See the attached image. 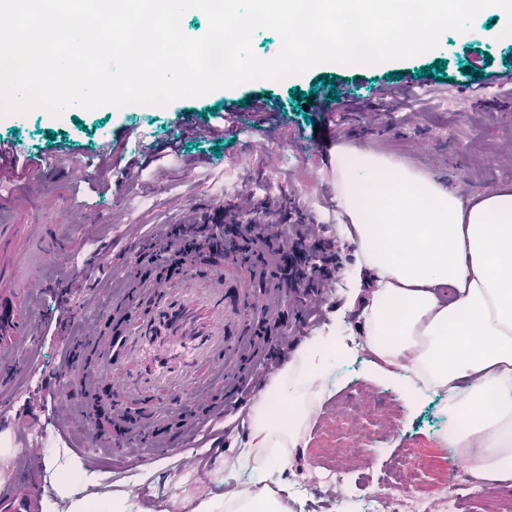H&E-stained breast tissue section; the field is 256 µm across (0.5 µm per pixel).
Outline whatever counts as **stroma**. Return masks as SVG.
<instances>
[{
	"mask_svg": "<svg viewBox=\"0 0 512 512\" xmlns=\"http://www.w3.org/2000/svg\"><path fill=\"white\" fill-rule=\"evenodd\" d=\"M491 28L474 37L442 34L425 54L390 60L377 67L340 68L326 64L282 80L256 79L200 97L168 105L135 109L103 106L91 111L72 106L55 116L36 108L0 122V142L43 158L59 156L58 169L40 176L0 179V216L15 224L16 238L26 225L37 223L48 242L29 277L43 281L31 297L35 343L25 360L12 363L0 382V488L21 469L36 474L43 499L56 500L63 471L81 465L84 480L76 497L105 495L123 498L127 512H186V501L224 497L225 436H237L246 415L231 409L238 384L260 378L262 363L280 340L273 323L256 322L245 334L250 349L231 357L223 380L204 400L188 398L182 411L169 418L155 415V402L145 404L136 422L146 440L127 443L126 426L115 424L108 403L98 406L101 425L125 448L105 454L93 445L86 405L107 394L110 380L96 391L83 382L59 387L58 374L73 373L118 336L119 325L102 321L115 303L136 304V286L145 278L180 277V254L156 256L149 243L170 224H200L215 203L265 215L270 221L287 216L289 223L312 225L317 239L334 243L340 267L355 259L353 244L339 242L336 226L343 214L336 196L331 157L337 146L367 149L426 172L448 190L470 198L512 183V83L494 82L474 89L462 86L471 61L486 59L491 72H512V41L502 38V13L491 14ZM446 60L445 80L429 78L410 87L396 86L380 94L388 77ZM335 80L347 97L332 100L319 78ZM305 92L304 102L292 90ZM263 98L270 112H238L218 119L216 109ZM194 122L197 138L181 140L185 122ZM180 139L179 152L168 151ZM121 146L125 154L158 152L139 174L113 185L105 197L90 190L91 177L71 170V162L89 166L104 145ZM99 213L98 223L78 227L84 213ZM99 257L104 273L97 286L84 280V266ZM116 257L126 267L113 266ZM336 395L355 410L339 424L316 422L305 454L294 458L284 478L312 486L330 462L327 449L337 440L367 435L377 414L395 406L400 425L386 443L367 446L368 476L380 479L389 460L404 457L423 463V479L432 482L448 466L444 440L451 418L448 397L431 393L410 400L400 386L375 385L363 377L361 365L345 368ZM26 422L18 431L17 422ZM57 424L56 465L28 457L24 448L40 445L46 423ZM195 457L196 466L186 464ZM184 472L171 483L173 472Z\"/></svg>",
	"mask_w": 512,
	"mask_h": 512,
	"instance_id": "35a3bbf8",
	"label": "stroma"
}]
</instances>
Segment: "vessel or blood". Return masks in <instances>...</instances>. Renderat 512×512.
Wrapping results in <instances>:
<instances>
[{
  "instance_id": "vessel-or-blood-1",
  "label": "vessel or blood",
  "mask_w": 512,
  "mask_h": 512,
  "mask_svg": "<svg viewBox=\"0 0 512 512\" xmlns=\"http://www.w3.org/2000/svg\"><path fill=\"white\" fill-rule=\"evenodd\" d=\"M44 249L42 235L30 229L14 273H21ZM262 276V269L244 267L229 254L202 272L195 261H188L182 275L172 281L140 280L137 293L149 304V313H134L124 304L103 313V320L123 325L124 332L108 344L86 384L111 376L117 384L115 399L130 403L155 398L161 402L159 416L174 414L181 397L200 396L204 384L216 382L217 367L239 349L247 322L271 318L272 308L252 288ZM38 285V280L27 279L0 289L1 355L26 353L33 338L27 320L29 294ZM33 492L28 483L12 486L6 494L8 512H35Z\"/></svg>"
}]
</instances>
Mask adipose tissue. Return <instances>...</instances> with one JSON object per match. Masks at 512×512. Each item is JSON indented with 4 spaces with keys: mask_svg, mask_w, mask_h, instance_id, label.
I'll list each match as a JSON object with an SVG mask.
<instances>
[{
    "mask_svg": "<svg viewBox=\"0 0 512 512\" xmlns=\"http://www.w3.org/2000/svg\"><path fill=\"white\" fill-rule=\"evenodd\" d=\"M340 237L357 242L346 274L371 355L365 378L407 370L405 391L439 389L459 419L451 444L472 473L512 479V187L477 198L448 192L428 174L357 148H337ZM335 334L307 337L249 411L248 445L280 469L306 448L325 400L319 381ZM288 486L252 483L226 512H292Z\"/></svg>",
    "mask_w": 512,
    "mask_h": 512,
    "instance_id": "1",
    "label": "adipose tissue"
}]
</instances>
